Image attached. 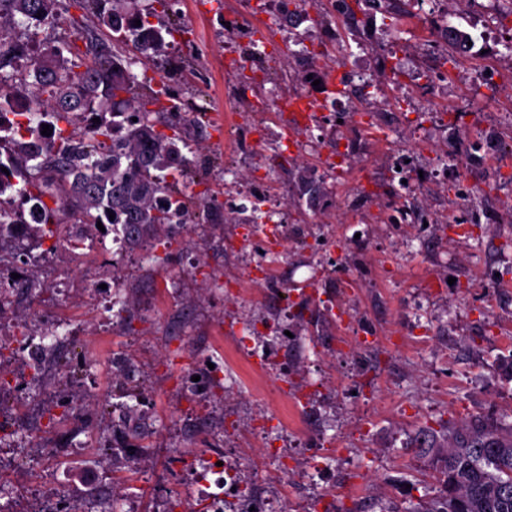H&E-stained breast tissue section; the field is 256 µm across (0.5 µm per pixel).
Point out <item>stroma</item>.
<instances>
[{"label": "stroma", "instance_id": "stroma-1", "mask_svg": "<svg viewBox=\"0 0 512 512\" xmlns=\"http://www.w3.org/2000/svg\"><path fill=\"white\" fill-rule=\"evenodd\" d=\"M447 2L472 36L471 64L490 52L512 71V23L492 27L464 0ZM398 21L365 7L348 23L362 110L323 118L318 153H340L349 176L324 178L314 204L293 200L290 173H310L318 154L286 149L304 137L290 113L272 118L259 151L232 158L209 126L196 132L198 182L287 203V256L265 252L260 227L242 242L235 222L169 233L150 266L124 252L81 256L72 243L87 237L82 224H63L66 242L51 254L46 238L6 242L29 286L0 280V341L15 325L38 327L45 311L80 330L43 351L39 384L27 381L26 344L0 367L10 380L0 405L16 411V432L0 443L11 512H72L96 487L101 512L118 501L123 512H199L193 470L215 451L266 512H406L438 491L415 446L422 428L477 413L512 422V112L484 111L480 93L452 88L447 106L464 121L427 111L419 79L446 52L408 36L391 44ZM40 35L79 48L111 39L76 0H60ZM227 40L219 28L202 47L185 43L169 76L180 98L223 108L224 83L206 68ZM418 128L420 167L447 165L448 181L410 191L389 172ZM488 134L493 157L477 149ZM257 263L272 266V287L241 285ZM79 264L90 287L72 283ZM108 285L125 311L100 312ZM210 363L222 379L192 381ZM270 445L287 459L262 456Z\"/></svg>", "mask_w": 512, "mask_h": 512}]
</instances>
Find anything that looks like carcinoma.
<instances>
[{
    "label": "carcinoma",
    "mask_w": 512,
    "mask_h": 512,
    "mask_svg": "<svg viewBox=\"0 0 512 512\" xmlns=\"http://www.w3.org/2000/svg\"><path fill=\"white\" fill-rule=\"evenodd\" d=\"M84 2L112 30V49H98L85 70L72 72L69 56L75 46L68 43L45 45L46 52L21 79L14 57L0 53V103L16 83L67 107L45 113L58 124L59 135L43 153L36 145L38 130H29L24 141L0 129V196L14 191L40 201L45 215L41 223L27 225L29 235H54L67 210L78 224L119 227L124 244L141 250L154 246L177 211L186 212L192 223L202 215L212 224L224 223L219 207L199 203L176 187L190 164L192 125L175 123V113L157 94L147 101L132 96L137 73L123 47L134 45L150 60L165 45L170 27L139 0ZM3 3L8 11L0 12V28L9 27L16 41L29 43L39 41V30L54 20L58 0ZM80 108L101 116L134 108L140 119L124 129L103 120L93 134L83 135L76 131ZM320 192L318 183L299 177L297 200L311 201ZM415 442L435 467L439 491L411 512H512V423L477 414L450 420L438 431L423 429Z\"/></svg>",
    "instance_id": "obj_1"
}]
</instances>
